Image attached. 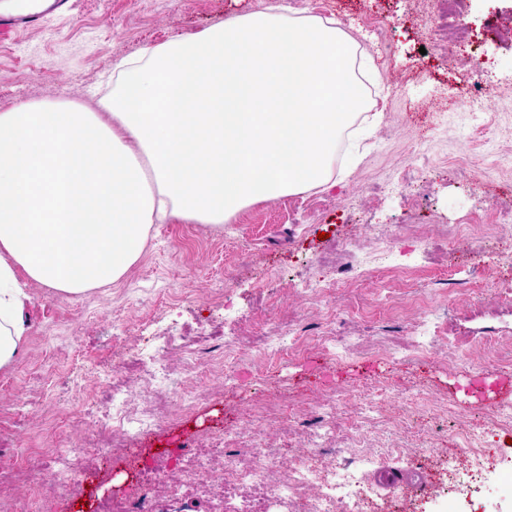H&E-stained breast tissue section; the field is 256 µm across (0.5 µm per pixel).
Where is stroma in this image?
<instances>
[{
	"label": "stroma",
	"instance_id": "stroma-1",
	"mask_svg": "<svg viewBox=\"0 0 512 512\" xmlns=\"http://www.w3.org/2000/svg\"><path fill=\"white\" fill-rule=\"evenodd\" d=\"M273 0H73L47 15L41 30L0 33V109L31 101L98 106L112 96V73L144 49L195 34ZM302 16L336 19L369 55L367 147L349 163L350 138L336 147V184L250 204L227 222L155 224L139 259L116 283L74 297L28 284V330L13 365L0 370V512H98L101 501L131 496L155 468L209 458L208 481L222 461L215 439H229L234 460L256 458L249 428L297 466L371 457L374 470L435 472L464 456L460 433L491 410L475 387L512 374V241L496 216L512 205V0H467L464 21L486 30L477 54L430 27L435 0H286ZM483 97L482 112L460 105ZM461 235L448 242L445 226ZM391 239L390 268L364 283L354 259H369L366 226ZM430 243L431 253L419 252ZM333 281L325 291L315 279ZM438 318V343L414 353L420 316ZM295 335L282 357L261 347L282 322ZM205 337L203 350L166 352L179 382L165 396L148 390L138 365L152 339ZM238 337L232 368L224 339ZM349 345L327 354L324 337ZM109 368L131 410L154 407L147 434L113 436L110 456L90 447L104 432L94 421ZM336 406V430L321 447L307 436L324 404ZM61 448L75 472L57 486L21 477L28 449ZM483 485L461 478L393 499L387 512H512V432L488 437Z\"/></svg>",
	"mask_w": 512,
	"mask_h": 512
}]
</instances>
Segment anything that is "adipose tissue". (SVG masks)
I'll list each match as a JSON object with an SVG mask.
<instances>
[{
  "label": "adipose tissue",
  "instance_id": "ef3b65f1",
  "mask_svg": "<svg viewBox=\"0 0 512 512\" xmlns=\"http://www.w3.org/2000/svg\"><path fill=\"white\" fill-rule=\"evenodd\" d=\"M368 64L335 19L275 6L147 50L102 111L0 110V370L26 333L23 281L78 296L124 276L151 225L329 188Z\"/></svg>",
  "mask_w": 512,
  "mask_h": 512
}]
</instances>
